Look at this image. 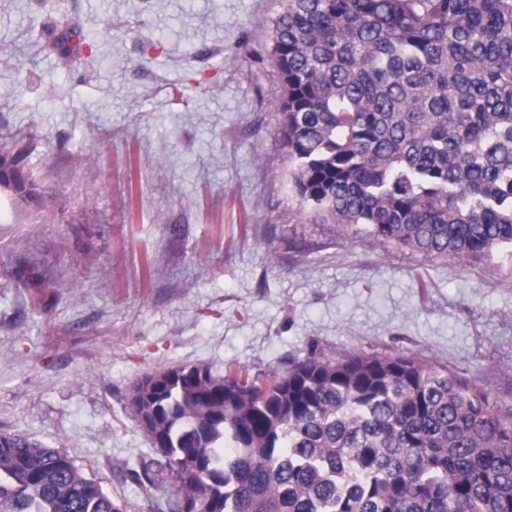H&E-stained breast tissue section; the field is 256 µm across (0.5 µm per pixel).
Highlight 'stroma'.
Segmentation results:
<instances>
[{"label": "stroma", "mask_w": 512, "mask_h": 512, "mask_svg": "<svg viewBox=\"0 0 512 512\" xmlns=\"http://www.w3.org/2000/svg\"><path fill=\"white\" fill-rule=\"evenodd\" d=\"M280 0H0V135L64 213L0 202V430L66 454L125 512L180 484L130 407L144 374L410 355L512 402V247L455 261L301 203L271 61ZM93 37L76 48L71 27ZM183 100H176L173 89ZM7 273L21 281L24 288H28L32 305L39 306L45 285L37 263L20 260L10 265Z\"/></svg>", "instance_id": "1"}]
</instances>
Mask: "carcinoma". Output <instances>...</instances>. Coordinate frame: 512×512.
Returning a JSON list of instances; mask_svg holds the SVG:
<instances>
[{
  "instance_id": "cac0c4a2",
  "label": "carcinoma",
  "mask_w": 512,
  "mask_h": 512,
  "mask_svg": "<svg viewBox=\"0 0 512 512\" xmlns=\"http://www.w3.org/2000/svg\"><path fill=\"white\" fill-rule=\"evenodd\" d=\"M281 6L276 111L301 201L454 260L512 246V0ZM29 153L0 136V180L47 210ZM7 273L40 305L37 263ZM130 406L181 481L171 512H512V404L409 355L179 366L145 374ZM0 512L124 510L60 450L0 430Z\"/></svg>"
}]
</instances>
